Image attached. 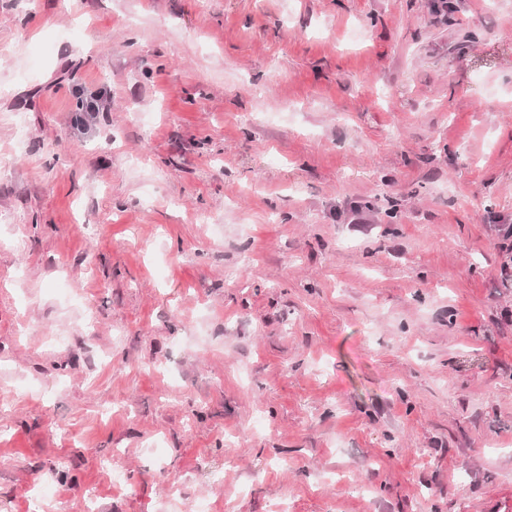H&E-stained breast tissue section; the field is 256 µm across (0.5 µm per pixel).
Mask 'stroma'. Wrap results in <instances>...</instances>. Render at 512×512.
Segmentation results:
<instances>
[{
    "label": "stroma",
    "instance_id": "obj_1",
    "mask_svg": "<svg viewBox=\"0 0 512 512\" xmlns=\"http://www.w3.org/2000/svg\"><path fill=\"white\" fill-rule=\"evenodd\" d=\"M1 87L0 512H512V0H0Z\"/></svg>",
    "mask_w": 512,
    "mask_h": 512
}]
</instances>
